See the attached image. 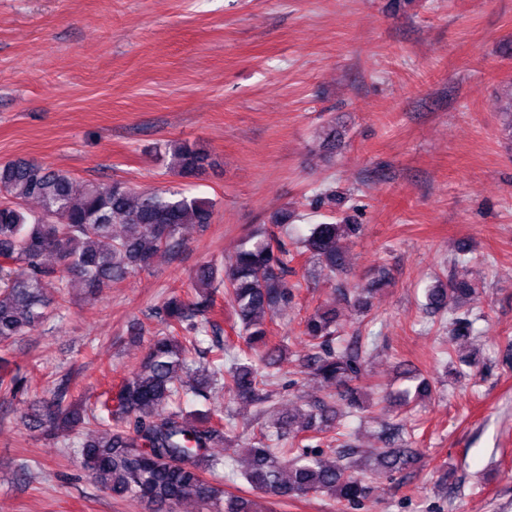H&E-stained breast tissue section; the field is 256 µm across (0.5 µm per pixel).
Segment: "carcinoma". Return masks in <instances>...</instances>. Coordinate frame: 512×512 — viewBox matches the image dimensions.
<instances>
[{
    "label": "carcinoma",
    "mask_w": 512,
    "mask_h": 512,
    "mask_svg": "<svg viewBox=\"0 0 512 512\" xmlns=\"http://www.w3.org/2000/svg\"><path fill=\"white\" fill-rule=\"evenodd\" d=\"M171 168L195 177L214 162L202 149L183 142L167 144ZM37 205L28 210V203ZM212 201L175 189H137L122 181H78L69 172L41 162L0 165V391L13 393L18 377L9 375L6 352L19 337L42 325L67 298L92 300L128 275L148 269L160 252L182 244L186 224L212 222ZM120 227L115 231L114 227ZM357 224L320 223L299 241L296 253L271 232L245 237L229 266L210 263L193 275V296H171L162 306V335L149 340L141 364L115 392L104 390L93 407L68 403L60 393L33 409L35 427L55 439L72 441L89 478L114 496L134 498L148 512H173L187 501L208 512H253L250 499L224 487V456L213 449L224 442L229 423L210 408L185 410L188 396L208 399L219 385L241 401L263 406L273 369L285 346L267 340L268 323L295 296L301 282L288 280L289 264L304 255L330 279L346 270L341 239ZM228 291L234 329L242 344L224 341L215 293ZM475 292L464 276L426 290L427 306L446 314L449 338L471 335L473 320L463 310ZM215 334L200 349V336ZM309 348L300 373L316 379L329 393L309 405L302 420L288 415L271 423L266 441L247 449L240 476L253 489L286 502L326 493L340 502L365 497L367 475H392L415 461L407 448H392L401 429L379 435L360 470L350 458L358 453L338 418L341 407L364 409L353 386L370 356L360 341H346L336 323V302L317 307L305 320ZM406 388L387 397L402 405L430 393L429 382L413 371ZM335 433L332 461L306 450L304 442Z\"/></svg>",
    "instance_id": "cac0c4a2"
}]
</instances>
